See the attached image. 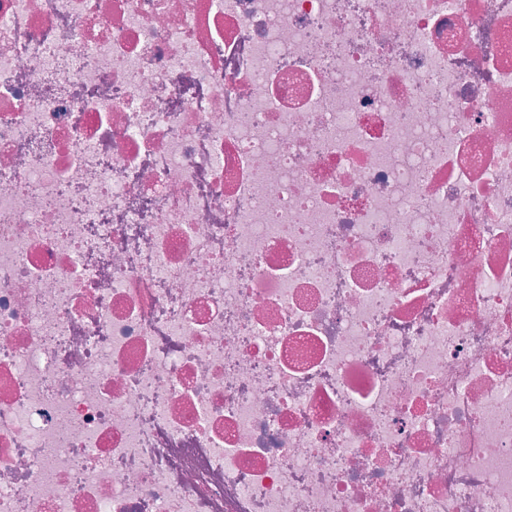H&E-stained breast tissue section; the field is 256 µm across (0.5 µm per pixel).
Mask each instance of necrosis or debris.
Here are the masks:
<instances>
[{"label": "necrosis or debris", "instance_id": "1", "mask_svg": "<svg viewBox=\"0 0 512 512\" xmlns=\"http://www.w3.org/2000/svg\"><path fill=\"white\" fill-rule=\"evenodd\" d=\"M0 512H512V0H0Z\"/></svg>", "mask_w": 512, "mask_h": 512}]
</instances>
